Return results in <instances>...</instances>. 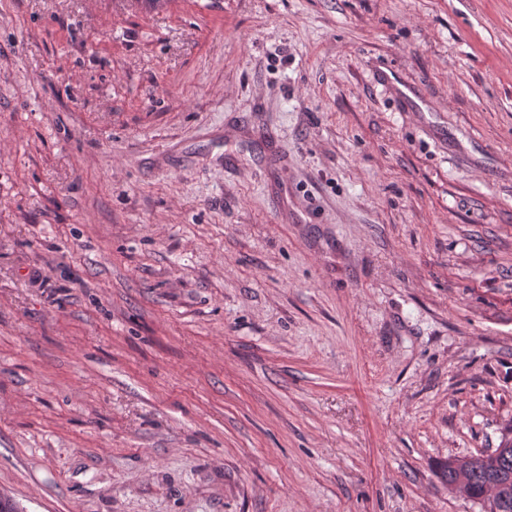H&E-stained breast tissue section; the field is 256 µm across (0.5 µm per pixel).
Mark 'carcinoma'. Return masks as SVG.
<instances>
[{
	"label": "carcinoma",
	"instance_id": "obj_1",
	"mask_svg": "<svg viewBox=\"0 0 512 512\" xmlns=\"http://www.w3.org/2000/svg\"><path fill=\"white\" fill-rule=\"evenodd\" d=\"M439 475L448 490L471 501L487 486L499 487V512H512V444L477 456H453L439 465Z\"/></svg>",
	"mask_w": 512,
	"mask_h": 512
}]
</instances>
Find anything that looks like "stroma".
I'll return each instance as SVG.
<instances>
[{"label": "stroma", "instance_id": "1", "mask_svg": "<svg viewBox=\"0 0 512 512\" xmlns=\"http://www.w3.org/2000/svg\"><path fill=\"white\" fill-rule=\"evenodd\" d=\"M512 427V0H0V494L481 512ZM477 456L448 457L439 465V475L448 490L473 502L489 484L499 487L497 512H512V444Z\"/></svg>", "mask_w": 512, "mask_h": 512}]
</instances>
